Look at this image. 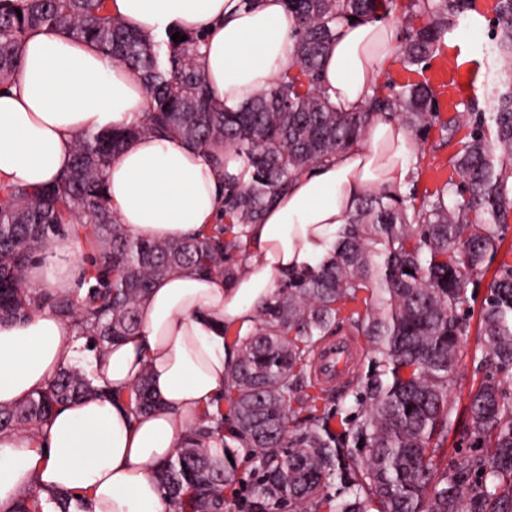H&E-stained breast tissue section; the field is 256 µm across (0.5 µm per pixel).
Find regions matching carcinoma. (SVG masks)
Listing matches in <instances>:
<instances>
[{"label":"carcinoma","mask_w":512,"mask_h":512,"mask_svg":"<svg viewBox=\"0 0 512 512\" xmlns=\"http://www.w3.org/2000/svg\"><path fill=\"white\" fill-rule=\"evenodd\" d=\"M472 0H286L296 70L235 110L213 102L199 63L202 35L175 42L129 28L109 0H14L0 7V88L21 69V48L33 29L65 30L91 42L141 80L142 123L110 133L77 136L69 171L52 185L0 187V318L21 320L50 306L74 322L79 335L103 349L140 328L139 307L154 282L185 270L230 281L246 252V226L292 181L327 157L362 140L374 117L397 118L416 135L438 127L441 142L457 119L439 121L433 91L389 83L359 112H339L319 83L322 58L352 17L383 20L394 10L406 34L397 47L405 66L425 63ZM22 16H17V13ZM493 90L488 112L477 113L453 155L458 180L417 196L367 193L339 236L330 258L280 284L258 311L253 333L236 339L237 359L224 393L235 435L254 473L252 512H512V266L488 286L477 336L495 374L471 398L470 483L437 474L434 458L448 440V379L467 335L460 318L469 304L465 280L501 244L512 209V0H498L494 20ZM176 135L208 151L222 145L245 162L247 181L224 183L223 223L198 237L169 242L129 236L109 207L104 173L127 142ZM91 224L101 246L88 258L93 280L82 300L36 295L23 285L33 255L56 242L62 225ZM365 305L354 318L349 305ZM363 326L371 344L365 393L355 395L349 428L322 417L299 436L288 435L293 377L336 324ZM98 394L75 365L22 404L0 407V432L43 428L55 406ZM137 412L155 407L147 375L129 391ZM191 432L158 474L179 512H224V487L237 481L235 448L217 459L209 448L223 430L221 407ZM366 448L353 457L346 438ZM336 486V493L329 492ZM69 492L27 493L12 512H80Z\"/></svg>","instance_id":"obj_1"}]
</instances>
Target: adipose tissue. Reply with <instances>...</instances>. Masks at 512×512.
<instances>
[{"mask_svg":"<svg viewBox=\"0 0 512 512\" xmlns=\"http://www.w3.org/2000/svg\"><path fill=\"white\" fill-rule=\"evenodd\" d=\"M112 12L157 38L172 29L203 33L199 64L222 108L239 107L295 64L283 0H114ZM396 40L391 22L358 20L339 30L320 70L332 107L356 112L368 102ZM145 111L133 72L64 31L31 32L14 85L0 91V185L54 183L71 166L77 135L138 124ZM413 152L408 129L376 119L367 141L299 176L248 226L252 256L232 283L191 270L157 280L140 305V330L105 350L90 348L47 306L19 321L0 320V406L44 390L76 361L106 390L58 407L43 430L0 433V512L35 488L82 494L84 512H174L157 474L224 395L236 359L225 328L248 336L278 283L330 256L370 188L403 190ZM228 176L248 177L233 152H206L176 136L136 138L105 171L112 210L127 233L171 241L215 226ZM81 252L76 238L54 244L26 271V288L74 294ZM144 372L159 404L137 413L126 395Z\"/></svg>","mask_w":512,"mask_h":512,"instance_id":"ef3b65f1","label":"adipose tissue"}]
</instances>
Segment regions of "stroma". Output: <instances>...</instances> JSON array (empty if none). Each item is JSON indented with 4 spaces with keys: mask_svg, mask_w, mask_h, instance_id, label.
Returning <instances> with one entry per match:
<instances>
[{
    "mask_svg": "<svg viewBox=\"0 0 512 512\" xmlns=\"http://www.w3.org/2000/svg\"><path fill=\"white\" fill-rule=\"evenodd\" d=\"M497 0H474L473 8L464 21L448 32L439 51L424 67L405 69L401 62H393L383 69L381 81L395 85L428 83L435 94L441 119L458 118L461 127H468L470 115L467 106L478 111L486 109V91L492 59L488 53L493 36V20ZM455 145L441 144L438 131H431L425 142L416 146L418 164L414 182L418 191H432L455 175L452 156ZM512 265V223L503 231V239L490 267L486 271L471 273L466 290L471 297V308L460 347L457 367L448 382V400L451 423L448 427L447 452L437 458L438 472L451 475L460 473L473 440L469 419L470 396L489 373L486 355L476 334L479 311L488 294L490 284L501 264ZM361 351L360 360L352 380L340 389L324 390L316 385L310 371L297 378L290 400L291 434H299L314 421L315 414L329 416L332 428H340L342 420L351 415L354 394L369 371L371 346L360 329H353Z\"/></svg>",
    "mask_w": 512,
    "mask_h": 512,
    "instance_id": "obj_1",
    "label": "stroma"
}]
</instances>
